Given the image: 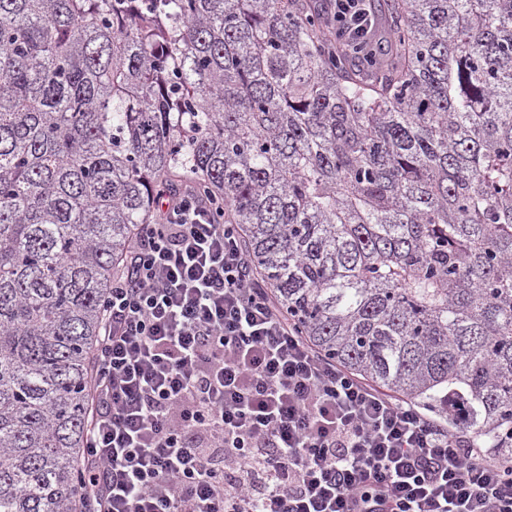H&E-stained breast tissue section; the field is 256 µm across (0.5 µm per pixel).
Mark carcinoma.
<instances>
[{"instance_id": "carcinoma-1", "label": "carcinoma", "mask_w": 512, "mask_h": 512, "mask_svg": "<svg viewBox=\"0 0 512 512\" xmlns=\"http://www.w3.org/2000/svg\"><path fill=\"white\" fill-rule=\"evenodd\" d=\"M0 0V512H86L103 302L158 188L290 321L512 458V0ZM330 18L340 32L354 35L357 40L364 38L372 23L365 15L363 0H330Z\"/></svg>"}]
</instances>
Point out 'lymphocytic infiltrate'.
I'll list each match as a JSON object with an SVG mask.
<instances>
[{"mask_svg": "<svg viewBox=\"0 0 512 512\" xmlns=\"http://www.w3.org/2000/svg\"><path fill=\"white\" fill-rule=\"evenodd\" d=\"M364 38L363 0H329ZM103 307L91 512H512V459L347 372L284 316L223 206L160 192Z\"/></svg>", "mask_w": 512, "mask_h": 512, "instance_id": "f902f5d3", "label": "lymphocytic infiltrate"}]
</instances>
